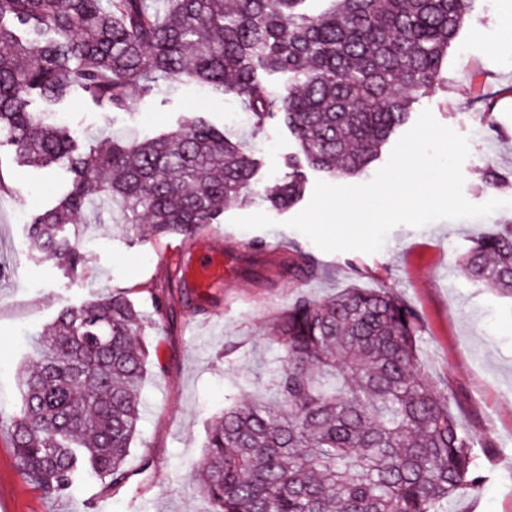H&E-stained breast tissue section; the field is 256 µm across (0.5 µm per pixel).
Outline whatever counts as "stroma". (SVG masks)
Masks as SVG:
<instances>
[{
	"label": "stroma",
	"mask_w": 512,
	"mask_h": 512,
	"mask_svg": "<svg viewBox=\"0 0 512 512\" xmlns=\"http://www.w3.org/2000/svg\"><path fill=\"white\" fill-rule=\"evenodd\" d=\"M58 109L83 147L94 139L151 138L196 116L249 134L237 102L193 83L132 96L122 111L76 90ZM425 110L468 139L465 198L503 199L505 208L482 219L397 226L374 253L323 251L288 227L297 208L276 211L262 198L285 174L288 156L300 151L288 128L275 122L249 134L260 194L253 204L226 206L216 223L189 239L133 236L87 214L86 223L100 229L87 235V264L74 275L33 252L27 236L32 217L66 190L65 165L26 166L0 136V512H95L98 503L104 512H212V503L189 486L191 467L203 456L211 418L233 397H272L263 365L279 352L265 336L269 321L300 295L324 298L352 284L391 289L419 312L420 364L475 439L482 491L454 497L448 512H512V296L473 283L460 266L477 238L512 225V183L494 188L486 179L492 167L512 180V0H475L448 50L443 84L414 103L411 120ZM257 212L275 227L231 223ZM302 253L314 260L317 276L283 274L282 266ZM115 291L154 324L126 481L115 490L90 479L49 498L21 473L11 446L31 340L62 309ZM157 293L168 296L160 314Z\"/></svg>",
	"instance_id": "35a3bbf8"
}]
</instances>
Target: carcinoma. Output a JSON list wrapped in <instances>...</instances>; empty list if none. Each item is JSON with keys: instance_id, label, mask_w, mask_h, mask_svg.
Here are the masks:
<instances>
[{"instance_id": "cac0c4a2", "label": "carcinoma", "mask_w": 512, "mask_h": 512, "mask_svg": "<svg viewBox=\"0 0 512 512\" xmlns=\"http://www.w3.org/2000/svg\"><path fill=\"white\" fill-rule=\"evenodd\" d=\"M473 0H0V133L20 160L64 159L73 178L28 226L32 249L75 272L87 257L74 224L119 208L126 232L191 237L253 203L246 141L195 118L154 138L79 147L55 106L77 87L114 110L160 84L232 96L253 131L283 121L301 157L265 197L303 195L302 165L364 172L412 104L435 90ZM288 75L270 86L268 77ZM43 108L33 110L34 98ZM468 277L512 296V225L462 258ZM306 257L288 268L304 279ZM148 325L124 293L66 307L37 338L11 442L47 496L87 477L124 482L141 421ZM282 351L276 397L243 394L208 427L191 480L214 512H448L483 482L473 438L420 367L421 318L386 288L298 297L267 329Z\"/></svg>"}]
</instances>
